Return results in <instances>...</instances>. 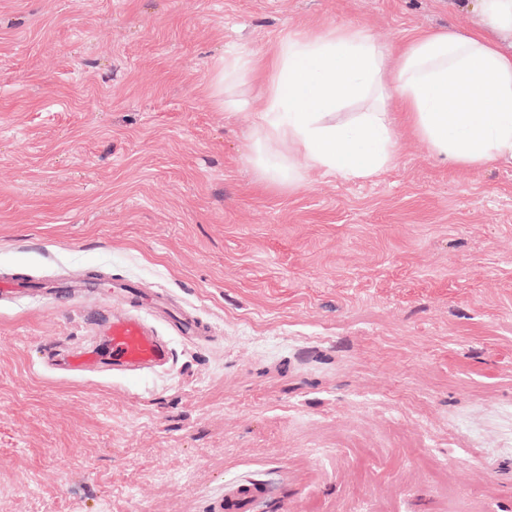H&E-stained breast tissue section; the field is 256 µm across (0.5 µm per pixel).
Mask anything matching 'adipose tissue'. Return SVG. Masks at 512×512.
<instances>
[{
	"instance_id": "adipose-tissue-1",
	"label": "adipose tissue",
	"mask_w": 512,
	"mask_h": 512,
	"mask_svg": "<svg viewBox=\"0 0 512 512\" xmlns=\"http://www.w3.org/2000/svg\"><path fill=\"white\" fill-rule=\"evenodd\" d=\"M477 30L429 31L400 51L360 27L295 33L267 63L239 52L213 67L214 96L225 111L245 102L233 88L258 68L268 78L250 147L266 180L295 186L309 170L375 177L396 155V128L408 125L436 160L461 169L512 165V0H479ZM361 111L336 117L341 104Z\"/></svg>"
}]
</instances>
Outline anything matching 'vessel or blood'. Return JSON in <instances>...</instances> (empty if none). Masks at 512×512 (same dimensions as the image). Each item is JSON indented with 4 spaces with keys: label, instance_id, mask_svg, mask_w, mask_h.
<instances>
[{
    "label": "vessel or blood",
    "instance_id": "1",
    "mask_svg": "<svg viewBox=\"0 0 512 512\" xmlns=\"http://www.w3.org/2000/svg\"><path fill=\"white\" fill-rule=\"evenodd\" d=\"M107 345L89 346L67 361L68 367L81 369L102 364L116 371L162 368L171 359V350L160 336L137 315L113 317L106 326ZM263 482L244 479L224 490L223 512H253L266 497Z\"/></svg>",
    "mask_w": 512,
    "mask_h": 512
}]
</instances>
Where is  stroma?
Masks as SVG:
<instances>
[{
  "label": "stroma",
  "instance_id": "35a3bbf8",
  "mask_svg": "<svg viewBox=\"0 0 512 512\" xmlns=\"http://www.w3.org/2000/svg\"><path fill=\"white\" fill-rule=\"evenodd\" d=\"M478 0H0V512H512V166L409 131L367 179L261 183L224 53L361 26L398 48ZM170 367L48 363L134 312ZM186 315L206 337L179 335ZM259 66L260 62L255 57L239 52L224 54V62L219 61L214 65L211 77L215 90L213 95L217 103L224 106V111L240 112L246 108L245 102L233 97V88L236 83L257 71ZM267 487L261 481L244 479L224 488L221 511L252 512L254 507L267 496Z\"/></svg>",
  "mask_w": 512,
  "mask_h": 512
}]
</instances>
